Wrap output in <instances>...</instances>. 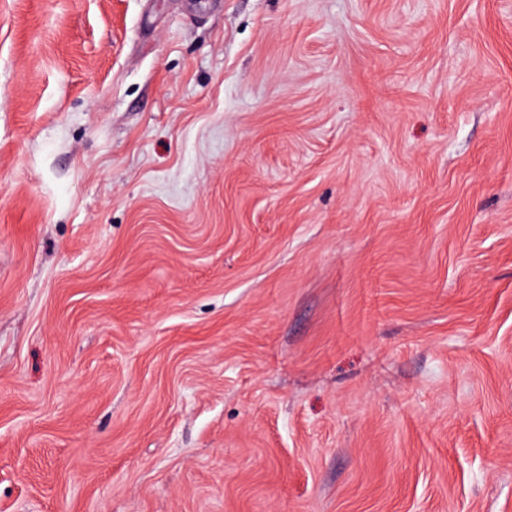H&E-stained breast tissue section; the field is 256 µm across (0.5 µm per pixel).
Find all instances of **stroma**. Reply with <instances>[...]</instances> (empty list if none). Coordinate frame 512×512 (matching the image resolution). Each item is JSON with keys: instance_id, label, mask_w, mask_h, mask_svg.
Listing matches in <instances>:
<instances>
[{"instance_id": "1", "label": "stroma", "mask_w": 512, "mask_h": 512, "mask_svg": "<svg viewBox=\"0 0 512 512\" xmlns=\"http://www.w3.org/2000/svg\"><path fill=\"white\" fill-rule=\"evenodd\" d=\"M0 512H512V0H0Z\"/></svg>"}]
</instances>
